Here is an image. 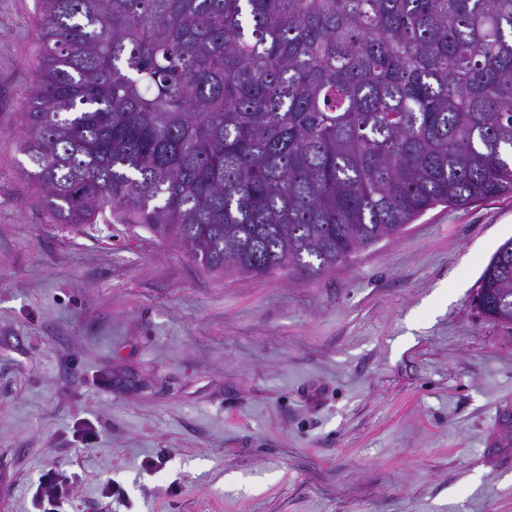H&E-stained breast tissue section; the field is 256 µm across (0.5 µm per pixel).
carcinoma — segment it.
Instances as JSON below:
<instances>
[{
	"instance_id": "cac0c4a2",
	"label": "carcinoma",
	"mask_w": 512,
	"mask_h": 512,
	"mask_svg": "<svg viewBox=\"0 0 512 512\" xmlns=\"http://www.w3.org/2000/svg\"><path fill=\"white\" fill-rule=\"evenodd\" d=\"M22 151L59 224L110 208L217 276L316 278L512 193V0H39ZM477 309L512 328V239Z\"/></svg>"
}]
</instances>
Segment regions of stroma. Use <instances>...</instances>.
<instances>
[{"instance_id":"stroma-1","label":"stroma","mask_w":512,"mask_h":512,"mask_svg":"<svg viewBox=\"0 0 512 512\" xmlns=\"http://www.w3.org/2000/svg\"><path fill=\"white\" fill-rule=\"evenodd\" d=\"M36 0H0V512H512V328L475 307L512 195L314 279L215 277L26 177ZM120 486L124 503L109 489ZM68 479V477L53 468L48 469L43 474L42 483L47 489V501L49 504L55 505L67 495Z\"/></svg>"}]
</instances>
